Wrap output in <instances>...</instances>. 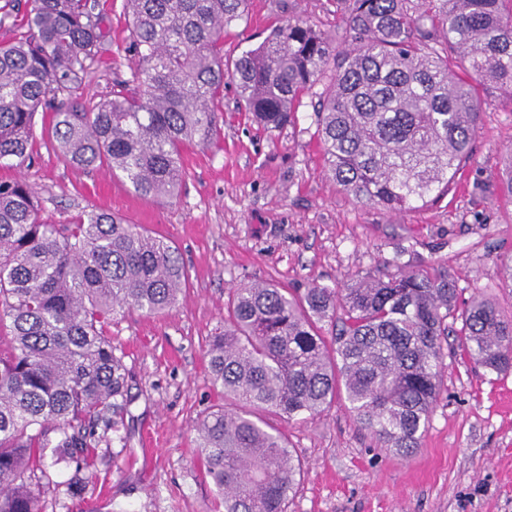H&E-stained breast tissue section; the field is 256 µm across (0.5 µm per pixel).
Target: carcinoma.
Returning a JSON list of instances; mask_svg holds the SVG:
<instances>
[{
    "label": "carcinoma",
    "instance_id": "1",
    "mask_svg": "<svg viewBox=\"0 0 512 512\" xmlns=\"http://www.w3.org/2000/svg\"><path fill=\"white\" fill-rule=\"evenodd\" d=\"M345 45L301 18L227 59L224 29L248 0H124L131 79L81 106L53 108L96 61L92 0H30L0 43V163L32 153L36 114L63 159L105 167L143 197L174 198L185 147L218 132L224 81L265 131L318 98L325 172L359 201L401 210L448 193L469 160L484 100L512 107V0H336ZM186 280L177 248L91 209L41 219L35 187L0 181V512H45L49 463L74 466L68 495L96 476L97 426L119 432L128 372L107 327L127 310L172 308ZM224 330L207 344L221 402L197 425L198 461L215 512H288L300 460L265 422L313 418L343 398L381 446L419 447L444 358L512 370V316L480 297L457 306L450 278L421 273L314 284L295 296L268 282L230 289ZM335 329L332 339L322 323ZM454 342L448 343V334Z\"/></svg>",
    "mask_w": 512,
    "mask_h": 512
}]
</instances>
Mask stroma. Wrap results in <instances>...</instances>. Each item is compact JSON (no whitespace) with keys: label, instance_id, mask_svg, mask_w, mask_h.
<instances>
[{"label":"stroma","instance_id":"obj_1","mask_svg":"<svg viewBox=\"0 0 512 512\" xmlns=\"http://www.w3.org/2000/svg\"><path fill=\"white\" fill-rule=\"evenodd\" d=\"M97 3L101 48L79 89L58 96L65 108L109 95L130 76L123 0ZM288 17L342 29L336 0H250L246 21L224 31L225 57L257 46ZM218 127L213 142L185 149L186 179L174 199L145 198L107 169L72 166L40 123L24 165L0 169V178L22 177L36 188L47 222L111 211L170 240L188 275L169 310L133 311L109 325L131 402L120 433L101 434L94 491L69 497L72 468H50L48 512H212L216 492L197 461L196 426L218 401L206 349L224 327L231 288L270 281L337 289L352 277L413 270L453 279L460 301L480 295L512 314V197L501 188L512 109L497 97L484 106L472 157L447 195L404 211L359 202L329 180L312 106L267 132L228 82ZM441 379L408 458L381 448L339 403L304 422L267 414L304 464L288 512H512V370L492 373L460 357L446 360ZM149 432L159 444L146 452Z\"/></svg>","mask_w":512,"mask_h":512}]
</instances>
